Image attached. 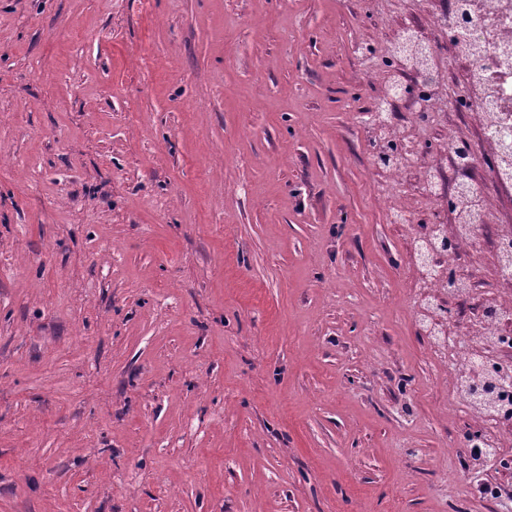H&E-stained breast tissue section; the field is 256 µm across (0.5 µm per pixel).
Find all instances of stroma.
Returning a JSON list of instances; mask_svg holds the SVG:
<instances>
[{
  "mask_svg": "<svg viewBox=\"0 0 512 512\" xmlns=\"http://www.w3.org/2000/svg\"><path fill=\"white\" fill-rule=\"evenodd\" d=\"M447 0H0V512H498L414 228L449 129L368 110ZM497 249L463 261L499 296ZM397 52L419 57L421 63L428 65L430 53L425 36L420 31L406 30L396 41Z\"/></svg>",
  "mask_w": 512,
  "mask_h": 512,
  "instance_id": "stroma-1",
  "label": "stroma"
}]
</instances>
